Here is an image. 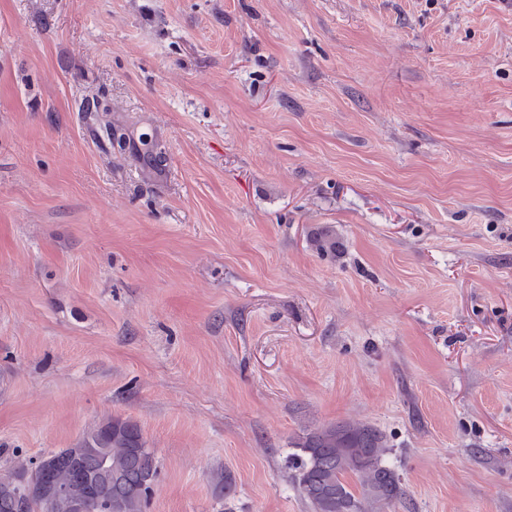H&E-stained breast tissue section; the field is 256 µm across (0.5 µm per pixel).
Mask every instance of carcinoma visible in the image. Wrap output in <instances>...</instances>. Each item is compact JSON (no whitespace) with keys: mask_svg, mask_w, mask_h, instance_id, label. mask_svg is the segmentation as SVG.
Listing matches in <instances>:
<instances>
[{"mask_svg":"<svg viewBox=\"0 0 512 512\" xmlns=\"http://www.w3.org/2000/svg\"><path fill=\"white\" fill-rule=\"evenodd\" d=\"M381 434L368 426L334 424L306 435L290 469L313 512H378L404 495L387 463ZM157 476L154 453L137 423L104 420L74 448L42 455L0 475V512H144Z\"/></svg>","mask_w":512,"mask_h":512,"instance_id":"1","label":"carcinoma"}]
</instances>
